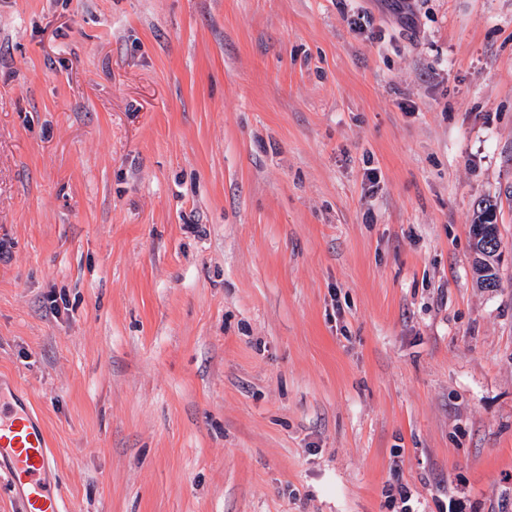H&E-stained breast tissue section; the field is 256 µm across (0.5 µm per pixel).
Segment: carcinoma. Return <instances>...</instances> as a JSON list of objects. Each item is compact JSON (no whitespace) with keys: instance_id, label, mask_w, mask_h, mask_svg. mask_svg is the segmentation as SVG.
Masks as SVG:
<instances>
[{"instance_id":"cac0c4a2","label":"carcinoma","mask_w":512,"mask_h":512,"mask_svg":"<svg viewBox=\"0 0 512 512\" xmlns=\"http://www.w3.org/2000/svg\"><path fill=\"white\" fill-rule=\"evenodd\" d=\"M473 269L477 282L483 288L498 287V228L496 205L482 201L477 205L471 224Z\"/></svg>"}]
</instances>
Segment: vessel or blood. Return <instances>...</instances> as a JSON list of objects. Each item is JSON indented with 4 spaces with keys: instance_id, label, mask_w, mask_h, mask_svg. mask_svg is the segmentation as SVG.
I'll return each instance as SVG.
<instances>
[{
    "instance_id": "b4317fda",
    "label": "vessel or blood",
    "mask_w": 512,
    "mask_h": 512,
    "mask_svg": "<svg viewBox=\"0 0 512 512\" xmlns=\"http://www.w3.org/2000/svg\"><path fill=\"white\" fill-rule=\"evenodd\" d=\"M9 462V479L22 512H63L60 495L46 483L52 462L44 429L21 399L0 401V460Z\"/></svg>"
}]
</instances>
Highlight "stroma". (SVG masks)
<instances>
[{
    "instance_id": "obj_1",
    "label": "stroma",
    "mask_w": 512,
    "mask_h": 512,
    "mask_svg": "<svg viewBox=\"0 0 512 512\" xmlns=\"http://www.w3.org/2000/svg\"><path fill=\"white\" fill-rule=\"evenodd\" d=\"M394 2L0 0V393L69 512H512V0ZM496 204L491 201H481L474 212L471 224V239L473 251V269L477 282L482 288L498 287L496 266L498 264V228ZM478 228L485 230L482 237L477 239ZM489 229V230H488Z\"/></svg>"
}]
</instances>
